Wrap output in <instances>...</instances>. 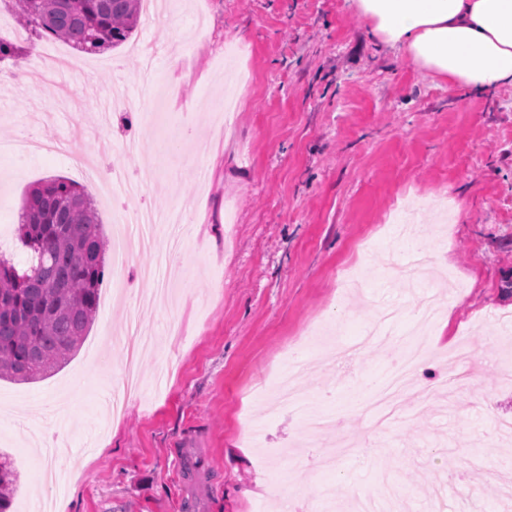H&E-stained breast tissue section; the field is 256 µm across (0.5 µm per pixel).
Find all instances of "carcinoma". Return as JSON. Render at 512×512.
Masks as SVG:
<instances>
[{
    "label": "carcinoma",
    "mask_w": 512,
    "mask_h": 512,
    "mask_svg": "<svg viewBox=\"0 0 512 512\" xmlns=\"http://www.w3.org/2000/svg\"><path fill=\"white\" fill-rule=\"evenodd\" d=\"M141 0H15V14L44 36L89 52L125 43ZM35 254L24 271L0 258V380L34 382L76 353L98 310L106 237L93 200L54 177L31 187L15 229ZM17 472L0 454V512H9Z\"/></svg>",
    "instance_id": "1"
}]
</instances>
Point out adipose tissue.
I'll list each match as a JSON object with an SVG mask.
<instances>
[{
	"instance_id": "obj_1",
	"label": "adipose tissue",
	"mask_w": 512,
	"mask_h": 512,
	"mask_svg": "<svg viewBox=\"0 0 512 512\" xmlns=\"http://www.w3.org/2000/svg\"><path fill=\"white\" fill-rule=\"evenodd\" d=\"M381 43L449 88L512 86V0H353Z\"/></svg>"
}]
</instances>
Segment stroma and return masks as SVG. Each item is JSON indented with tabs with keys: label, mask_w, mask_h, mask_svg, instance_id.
Listing matches in <instances>:
<instances>
[{
	"label": "stroma",
	"mask_w": 512,
	"mask_h": 512,
	"mask_svg": "<svg viewBox=\"0 0 512 512\" xmlns=\"http://www.w3.org/2000/svg\"><path fill=\"white\" fill-rule=\"evenodd\" d=\"M189 39L192 55L159 68V119L125 124L137 107L114 112L109 136L134 137L160 169L145 204L180 206L189 248L166 278L182 273L174 305L140 309L156 337L141 364L145 385L122 422L104 405L120 352L125 301L115 272L101 288L83 348L59 371L26 384L0 380V452L18 475L11 512L62 498L66 512H278L267 478L286 466L308 473L293 512H311L328 475L347 494L379 481L412 512H512V440L495 437L492 417L512 422V384L500 365L512 347V86L486 93L449 89L408 56L375 39L353 0H180L170 23L139 26L129 42L87 53L59 41L56 82L36 74L0 86V139L26 134L71 140L69 153L0 155V256L20 252L18 210L34 182H82L78 156L100 134L94 111L113 83L137 86L136 47L166 51ZM237 82L232 126L214 112L224 74ZM214 174L206 192L193 178L196 148ZM427 225L443 242L439 289L385 278L399 223ZM445 296L449 335L474 351L480 390L437 402L411 422L370 430L361 411L387 360L414 323L418 305ZM395 309L386 345L366 342L371 307ZM332 324L359 344L364 373L333 370L301 339ZM307 364L304 394L343 415L352 444L335 453L334 434L304 440L299 417L272 421L265 448L243 441L261 418L260 396L286 361Z\"/></svg>",
	"instance_id": "obj_1"
}]
</instances>
